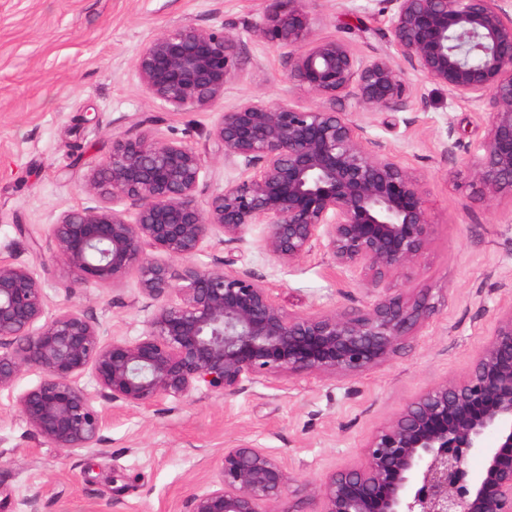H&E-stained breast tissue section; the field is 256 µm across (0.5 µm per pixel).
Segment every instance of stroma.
Wrapping results in <instances>:
<instances>
[{
  "instance_id": "1",
  "label": "stroma",
  "mask_w": 512,
  "mask_h": 512,
  "mask_svg": "<svg viewBox=\"0 0 512 512\" xmlns=\"http://www.w3.org/2000/svg\"><path fill=\"white\" fill-rule=\"evenodd\" d=\"M285 0H0V256L32 268L47 311L82 310L105 338L138 339L150 309L136 273L114 285L72 287L51 261L47 230L60 215L91 205L93 168L122 134L148 133L200 153V198L237 178L209 132L221 112L255 97L307 107L312 98L286 79L281 51L256 37ZM312 32L341 37L362 57L385 44L387 0H305ZM178 26L225 29L240 44L237 77L209 107L175 113L151 99L134 68L138 49ZM411 110L370 113L354 100L337 111L363 125L421 176L434 224L432 241L404 296L433 306L385 364L357 377L282 374L246 383L233 396L199 389L144 410L113 405L96 448L73 453L33 435L16 398L40 380L26 373L0 391V512H189L225 449L245 440L280 459L291 476L317 482L358 462L363 441L402 406L447 378L464 376L495 313L512 307V193L471 202L467 172L447 177L440 143L455 136L475 149L487 133L482 107L410 76ZM248 234L241 265L274 289L290 312L359 306L365 288L322 254L291 265ZM38 498L30 508V498Z\"/></svg>"
}]
</instances>
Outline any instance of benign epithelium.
Masks as SVG:
<instances>
[{
  "mask_svg": "<svg viewBox=\"0 0 512 512\" xmlns=\"http://www.w3.org/2000/svg\"><path fill=\"white\" fill-rule=\"evenodd\" d=\"M273 13L256 36L282 50L292 86L314 105L247 101L221 113L210 138L240 170L199 201L204 158L195 148L145 134L112 138L88 177L94 206L49 225L52 258L72 287L108 285L134 271L145 307L143 336L103 339L77 308L46 316L42 281L0 257V390L29 371L39 382L17 405L54 448H93L115 403L149 409L200 388L232 396L243 383L330 374L357 377L395 355L433 307L390 288L420 267L433 224L419 175L367 135L336 100L368 112L414 105L406 70L484 108L487 134L463 156L448 131L442 155L466 168L470 198L489 204L512 191V12L507 0H388L386 47L367 59L339 37L318 38L302 7ZM134 67L150 98L173 111L202 109L239 71V44L222 29L164 30L138 50ZM128 201L133 218L106 200ZM264 226L260 247L281 264L317 252L369 290L359 307L289 313L253 273L184 260L217 241L240 251ZM167 260L150 256L147 249ZM95 382L80 384L85 374ZM478 455L482 466L470 467ZM284 464L242 441L224 449L190 512H296ZM312 512H512V308L498 313L468 374L409 400L363 445L362 462L304 483Z\"/></svg>",
  "mask_w": 512,
  "mask_h": 512,
  "instance_id": "obj_1",
  "label": "benign epithelium"
}]
</instances>
